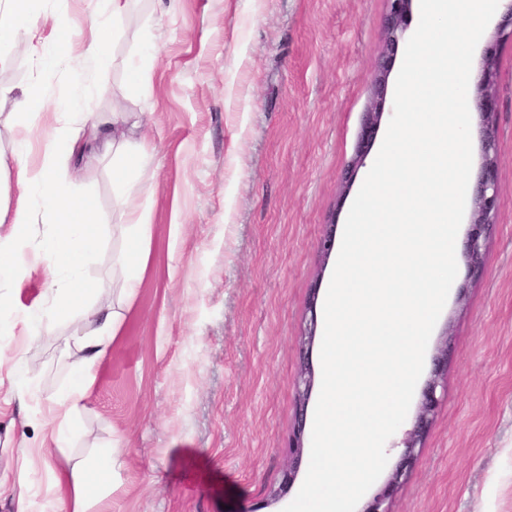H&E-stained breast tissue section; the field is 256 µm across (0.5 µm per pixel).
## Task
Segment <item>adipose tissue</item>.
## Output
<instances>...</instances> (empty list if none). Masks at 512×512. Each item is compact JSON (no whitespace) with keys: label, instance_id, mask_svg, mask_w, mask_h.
<instances>
[{"label":"adipose tissue","instance_id":"obj_1","mask_svg":"<svg viewBox=\"0 0 512 512\" xmlns=\"http://www.w3.org/2000/svg\"><path fill=\"white\" fill-rule=\"evenodd\" d=\"M37 0H0V47L23 46L34 61H41L45 38L35 14ZM131 0H99L91 40L79 58H66V65L103 66V47L109 41L110 25L120 24ZM13 99L18 110L11 153L0 152V173L16 165L20 188L16 202L0 200V362L21 360L6 339L24 330L31 338L51 332L57 323L76 324L72 336L69 368L72 384L40 410L51 430V445L40 455L71 447L70 425L87 409L86 394L94 381V368L111 351L120 333L118 309L94 302L105 288L104 281L90 279L88 264L102 247V224L96 200L77 194L76 188L89 160H111L112 181L124 186L144 184L149 173L152 149L139 138L140 114L112 111L103 115L83 111L73 101L67 111L56 113L53 137L44 144L38 163H29L33 129L40 117L45 96L40 85L18 90L0 85V100ZM115 208L122 220L121 246L112 250V270L120 276L118 301H132L149 257L150 222L147 212L132 207L118 195ZM44 274L42 298L25 306L16 294L35 266ZM111 455L88 467L73 466L56 478L62 491L65 512H95L112 492Z\"/></svg>","mask_w":512,"mask_h":512}]
</instances>
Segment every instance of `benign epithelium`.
Here are the masks:
<instances>
[{
    "label": "benign epithelium",
    "mask_w": 512,
    "mask_h": 512,
    "mask_svg": "<svg viewBox=\"0 0 512 512\" xmlns=\"http://www.w3.org/2000/svg\"><path fill=\"white\" fill-rule=\"evenodd\" d=\"M413 0H387L388 10L383 21L385 50L373 83V95L369 106L363 112L355 154L345 172L344 182L350 183L356 170L362 166L370 153L378 129L381 125L386 102L388 79L394 63L399 43L407 27ZM497 38L486 46L476 74L474 107L478 115L477 132L481 146V161L471 185L472 216L470 229L463 241L462 253L468 272L473 275L483 268L484 249L491 227L495 224L499 206L500 187L497 178V128L495 85L497 82L498 38L512 35V3L502 12L496 27ZM336 218H331L326 232L320 240V249L328 257L335 249ZM446 352L434 360L433 378L422 390V400L414 430L405 441V450L396 464L388 486L405 480L409 473L410 460L414 450L421 444L430 422V415L437 403L436 390L438 376L445 364ZM313 373L310 365L301 369L296 379L297 415L295 427L288 441L289 469L294 473L303 448V435L306 424L308 394L312 386Z\"/></svg>",
    "instance_id": "benign-epithelium-1"
}]
</instances>
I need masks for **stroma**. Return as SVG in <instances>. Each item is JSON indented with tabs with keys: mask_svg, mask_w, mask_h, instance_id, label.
<instances>
[{
	"mask_svg": "<svg viewBox=\"0 0 512 512\" xmlns=\"http://www.w3.org/2000/svg\"><path fill=\"white\" fill-rule=\"evenodd\" d=\"M386 0H137L107 53L113 67L37 69L0 48V84H41L54 112L96 85L95 112L141 113L154 174L137 203L151 211L143 282L96 368L89 410L66 455L33 457L34 473L0 512H59L55 477L105 450L112 512H283L308 470L286 482L309 317H323L336 264L320 240L344 225L370 170L344 173L384 52ZM45 32L67 23L80 55L96 0H40ZM151 75L134 87L125 62ZM501 196L482 273L459 264L421 375L447 352L438 405L391 512H512V37L497 49ZM102 221L112 215V163L88 168ZM180 221L178 235L169 226ZM60 333L15 366L36 397L0 399V472L39 447L35 413L69 381ZM279 498H272V491Z\"/></svg>",
	"mask_w": 512,
	"mask_h": 512,
	"instance_id": "obj_1",
	"label": "stroma"
}]
</instances>
